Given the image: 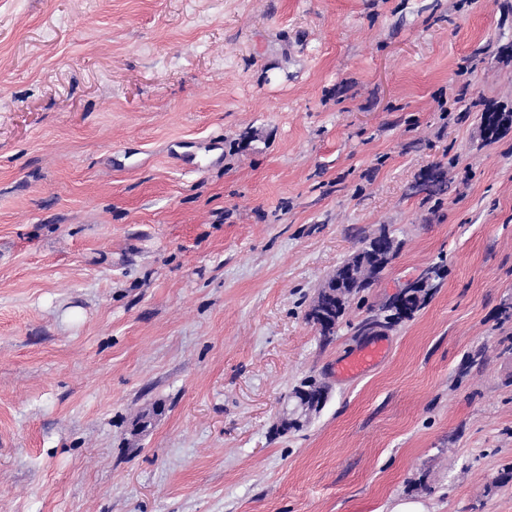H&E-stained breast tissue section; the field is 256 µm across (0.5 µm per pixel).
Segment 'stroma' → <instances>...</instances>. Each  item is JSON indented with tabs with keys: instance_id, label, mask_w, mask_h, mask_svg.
Masks as SVG:
<instances>
[{
	"instance_id": "35a3bbf8",
	"label": "stroma",
	"mask_w": 512,
	"mask_h": 512,
	"mask_svg": "<svg viewBox=\"0 0 512 512\" xmlns=\"http://www.w3.org/2000/svg\"><path fill=\"white\" fill-rule=\"evenodd\" d=\"M509 44L512 0H0V512H512ZM481 125L485 136L489 139L496 138L500 132L507 127L512 126V112H499L497 110H487L481 115ZM387 239H391L395 241L385 230L380 232L379 235L366 239L362 243V246L352 254L344 263L346 262H354L360 264H368L373 265L377 260L375 257L377 250L376 247L379 246L382 242H385ZM343 263V264H344ZM369 287H370L369 285L363 286V285L354 284L350 288H346L344 291H342L340 296H337V294H336V298L329 297L323 291L319 290L312 305L315 304L316 301H318V300L320 301L321 305H324V306H328L333 303L336 304V307H333V310H334L333 316H334L335 327L325 329L321 333V336H323V338L325 340H328V339H330L331 336H334L336 325L339 322V320L344 316L351 299L354 296H356L357 294H359L361 291H364L366 288H369ZM428 294H425L419 298L414 300L407 301V305L403 310H392L391 307L386 303L379 306L378 311L367 318L361 325V330L364 331L368 322L372 317H376L377 319L383 322L382 326L391 328L395 326L397 323L404 319H410L414 316V314L421 308L424 304ZM384 346L374 344L359 350L344 359L338 366L339 372L345 377H356L373 366L383 355ZM320 396L318 400L309 402L308 400H298L292 394L289 396V400L293 399L295 404L291 410H288V402L286 408L283 410L279 417L278 427L282 430H294L302 428L309 418L316 412H318L325 404L328 398V388L325 385L320 387ZM287 431V432H288Z\"/></svg>"
}]
</instances>
